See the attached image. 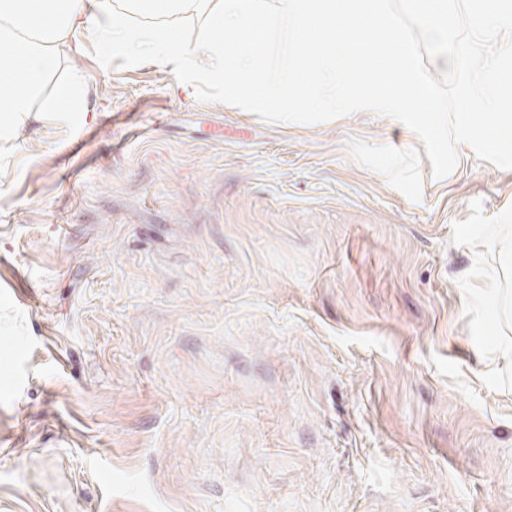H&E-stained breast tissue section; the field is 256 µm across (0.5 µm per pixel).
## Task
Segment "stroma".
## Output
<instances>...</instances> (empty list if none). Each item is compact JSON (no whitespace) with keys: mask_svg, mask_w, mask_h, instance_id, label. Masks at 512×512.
Returning a JSON list of instances; mask_svg holds the SVG:
<instances>
[{"mask_svg":"<svg viewBox=\"0 0 512 512\" xmlns=\"http://www.w3.org/2000/svg\"><path fill=\"white\" fill-rule=\"evenodd\" d=\"M81 39L0 174V512H512V170Z\"/></svg>","mask_w":512,"mask_h":512,"instance_id":"35a3bbf8","label":"stroma"}]
</instances>
